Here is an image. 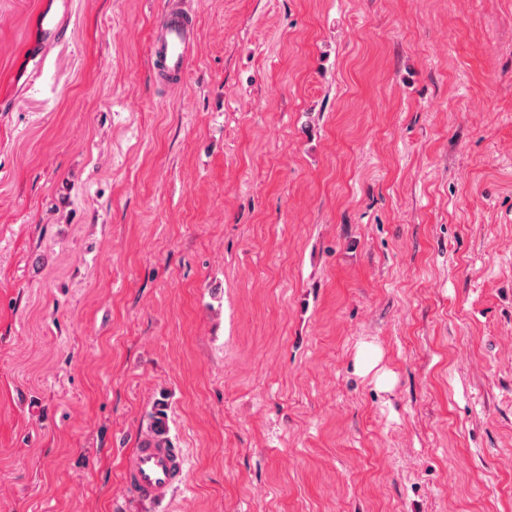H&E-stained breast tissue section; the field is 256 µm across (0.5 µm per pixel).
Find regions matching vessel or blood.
Segmentation results:
<instances>
[{
  "label": "vessel or blood",
  "mask_w": 512,
  "mask_h": 512,
  "mask_svg": "<svg viewBox=\"0 0 512 512\" xmlns=\"http://www.w3.org/2000/svg\"><path fill=\"white\" fill-rule=\"evenodd\" d=\"M193 18L180 5L170 3L159 20V33L151 51L156 75L172 83L184 80L190 64ZM125 502L139 512H157L173 493L184 486L189 459L184 449L175 445L169 430L153 427L143 431L136 448L122 459Z\"/></svg>",
  "instance_id": "b4317fda"
}]
</instances>
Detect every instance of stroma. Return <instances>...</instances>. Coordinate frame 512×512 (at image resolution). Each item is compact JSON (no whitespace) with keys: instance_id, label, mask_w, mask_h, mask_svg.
<instances>
[{"instance_id":"35a3bbf8","label":"stroma","mask_w":512,"mask_h":512,"mask_svg":"<svg viewBox=\"0 0 512 512\" xmlns=\"http://www.w3.org/2000/svg\"><path fill=\"white\" fill-rule=\"evenodd\" d=\"M0 0V512H512V0ZM378 360L362 371L359 352ZM193 18L180 5L170 2L159 20V33L151 51V63L157 76L181 83L190 64ZM125 503L139 510H157L186 484L189 459L176 448L169 430L151 427L143 431L136 448L122 459Z\"/></svg>"}]
</instances>
